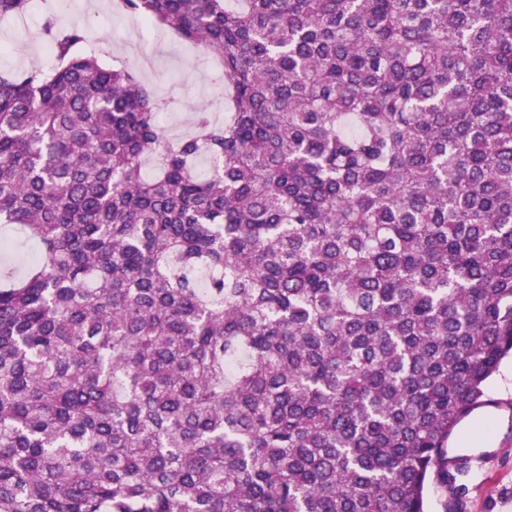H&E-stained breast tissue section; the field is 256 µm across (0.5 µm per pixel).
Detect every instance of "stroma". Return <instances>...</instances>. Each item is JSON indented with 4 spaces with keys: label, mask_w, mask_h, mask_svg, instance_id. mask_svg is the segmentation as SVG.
I'll return each instance as SVG.
<instances>
[{
    "label": "stroma",
    "mask_w": 512,
    "mask_h": 512,
    "mask_svg": "<svg viewBox=\"0 0 512 512\" xmlns=\"http://www.w3.org/2000/svg\"><path fill=\"white\" fill-rule=\"evenodd\" d=\"M80 2L81 13L73 18L59 15L58 0H42L34 16L0 19V72L21 73L43 66V25L50 16L62 27H86L110 55L126 59V40L140 31L139 19L114 13L112 0ZM141 47L154 61L152 70L141 77L143 85L151 95L175 103L174 109L160 118L172 137L189 131V117L199 106L207 107L216 121H223L228 105L217 61L163 29L142 33ZM487 392L501 401V408L476 411L450 441L456 453L468 455L474 464L473 472L460 480L461 512H512L511 361L502 364Z\"/></svg>",
    "instance_id": "stroma-1"
}]
</instances>
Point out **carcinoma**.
I'll return each instance as SVG.
<instances>
[{
	"label": "carcinoma",
	"mask_w": 512,
	"mask_h": 512,
	"mask_svg": "<svg viewBox=\"0 0 512 512\" xmlns=\"http://www.w3.org/2000/svg\"><path fill=\"white\" fill-rule=\"evenodd\" d=\"M119 2L231 112L169 143L75 26L0 74L36 246L0 275V512H457L512 355V0Z\"/></svg>",
	"instance_id": "obj_1"
}]
</instances>
